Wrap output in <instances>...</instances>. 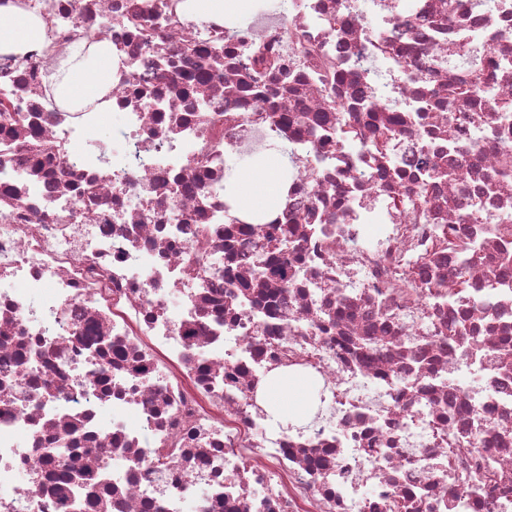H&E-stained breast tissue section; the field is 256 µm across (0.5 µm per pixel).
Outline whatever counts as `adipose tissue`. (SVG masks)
Wrapping results in <instances>:
<instances>
[{
	"label": "adipose tissue",
	"instance_id": "ef3b65f1",
	"mask_svg": "<svg viewBox=\"0 0 512 512\" xmlns=\"http://www.w3.org/2000/svg\"><path fill=\"white\" fill-rule=\"evenodd\" d=\"M45 39L41 22L13 6H0V52L23 53L40 46ZM72 65L59 82L57 92L62 101L89 104L102 97L112 82V51L97 48L82 55L80 47H72ZM278 165L269 162L256 177L240 186V205L253 212H262L279 196L276 177Z\"/></svg>",
	"mask_w": 512,
	"mask_h": 512
}]
</instances>
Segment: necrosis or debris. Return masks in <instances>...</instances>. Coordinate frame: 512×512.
Instances as JSON below:
<instances>
[{"label": "necrosis or debris", "instance_id": "4bbe7bcc", "mask_svg": "<svg viewBox=\"0 0 512 512\" xmlns=\"http://www.w3.org/2000/svg\"><path fill=\"white\" fill-rule=\"evenodd\" d=\"M13 2L46 38L0 53V512H512V0ZM87 38L108 143L48 82ZM281 144L242 218L227 160ZM244 0H188V9L198 21L224 17V10L242 6ZM279 169L274 159L269 160L266 168L257 172V176L246 179L240 185L238 200L240 205L253 212H263L279 196L280 187L278 179L288 181L290 173L287 168ZM305 382L294 377L285 376L275 383L267 394L270 403L282 410L302 414L305 404Z\"/></svg>", "mask_w": 512, "mask_h": 512}]
</instances>
